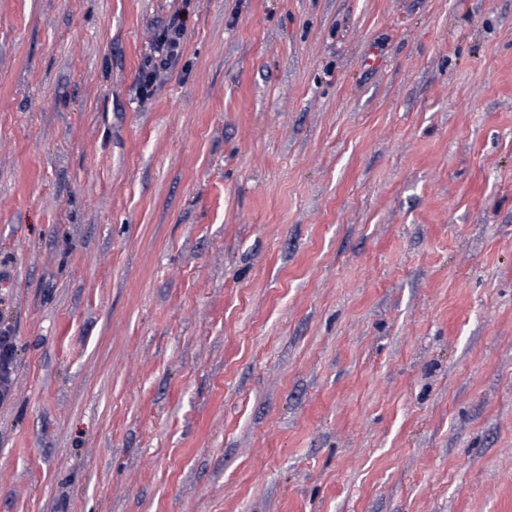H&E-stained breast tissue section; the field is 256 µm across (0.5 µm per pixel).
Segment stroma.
Segmentation results:
<instances>
[{
    "instance_id": "obj_1",
    "label": "stroma",
    "mask_w": 512,
    "mask_h": 512,
    "mask_svg": "<svg viewBox=\"0 0 512 512\" xmlns=\"http://www.w3.org/2000/svg\"><path fill=\"white\" fill-rule=\"evenodd\" d=\"M0 266V512H512V0H0ZM157 53L158 57H162L161 65L167 59L174 58L179 55L181 50L180 28H171L165 30L157 36ZM15 338L10 330L0 329V399L7 398L15 382Z\"/></svg>"
}]
</instances>
